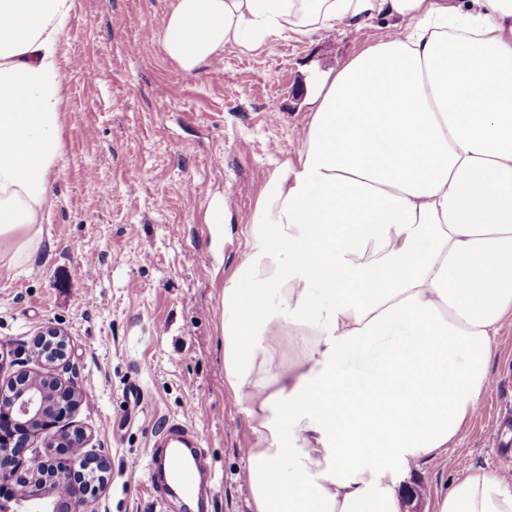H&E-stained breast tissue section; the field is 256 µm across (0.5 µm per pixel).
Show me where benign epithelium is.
I'll list each match as a JSON object with an SVG mask.
<instances>
[{"instance_id": "7a95c632", "label": "benign epithelium", "mask_w": 512, "mask_h": 512, "mask_svg": "<svg viewBox=\"0 0 512 512\" xmlns=\"http://www.w3.org/2000/svg\"><path fill=\"white\" fill-rule=\"evenodd\" d=\"M36 341L50 342L46 359L55 367V405L47 407L44 394L30 390V384L43 373L28 368L32 351L24 344L13 349L14 365L6 384L0 386V407L8 414L0 417V488L10 489L12 512H89L92 499L108 481L111 463L103 454H71L73 448H85L86 436L64 424L75 407L81 405L80 387L69 372L67 336L63 330L46 325ZM50 434L57 447L70 453V464L59 467L46 457L40 468L32 467L34 439Z\"/></svg>"}]
</instances>
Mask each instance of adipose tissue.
<instances>
[{
  "label": "adipose tissue",
  "instance_id": "ef3b65f1",
  "mask_svg": "<svg viewBox=\"0 0 512 512\" xmlns=\"http://www.w3.org/2000/svg\"><path fill=\"white\" fill-rule=\"evenodd\" d=\"M74 0H0V255L27 248L60 151ZM394 20L323 83L224 282V383L255 436L252 512H401L388 473L448 449L512 317V0H172L186 73L270 37ZM299 350L288 367L274 342ZM433 512H512L467 469Z\"/></svg>",
  "mask_w": 512,
  "mask_h": 512
}]
</instances>
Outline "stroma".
I'll return each instance as SVG.
<instances>
[{
    "label": "stroma",
    "instance_id": "1",
    "mask_svg": "<svg viewBox=\"0 0 512 512\" xmlns=\"http://www.w3.org/2000/svg\"><path fill=\"white\" fill-rule=\"evenodd\" d=\"M169 6L75 0L56 50L60 159L30 248L0 258V344L13 349L48 323L67 333L70 364L95 395L72 420L87 450L112 461L94 512H184L161 503L148 475L153 435L172 418L202 436L214 475L207 512H251L242 472L254 435L224 384V281L265 180L300 149L312 88L393 23L376 19L364 35L339 22L253 52L228 47L220 63L188 74L163 50ZM216 202L229 224L208 223ZM497 344L472 423L403 474L401 495L424 491L404 512H432L436 490L465 467L499 471L493 442L512 427V323Z\"/></svg>",
    "mask_w": 512,
    "mask_h": 512
}]
</instances>
